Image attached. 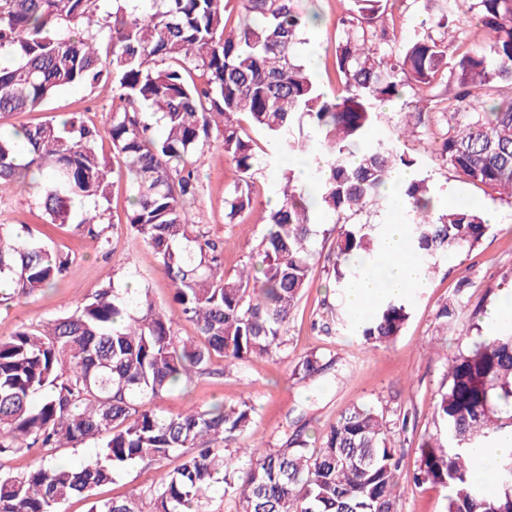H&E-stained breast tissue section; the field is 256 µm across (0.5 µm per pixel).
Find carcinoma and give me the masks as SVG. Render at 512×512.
Instances as JSON below:
<instances>
[{"label":"carcinoma","instance_id":"carcinoma-1","mask_svg":"<svg viewBox=\"0 0 512 512\" xmlns=\"http://www.w3.org/2000/svg\"><path fill=\"white\" fill-rule=\"evenodd\" d=\"M424 2L430 29L398 42L386 24L391 0H346L336 17L333 68L342 86L330 98L299 62L309 21L299 0H0V186L30 178L49 223L71 225L96 246L109 245L90 211L109 202L110 175L125 174L132 245L151 249L173 286L171 310L157 308L146 288L129 298L109 283L70 315L0 339V459L33 448L48 459L25 473L0 465V512H58L66 500L92 496L116 472L138 462L162 465L182 448L195 453L150 487L149 512H208L219 488L233 512H396L400 458L384 413L356 405L312 444L296 433L279 447L253 448L240 460L230 447L257 413L249 399L161 415L147 407L211 358L235 365L284 346L315 254L313 226L334 220V280L343 290L368 263L382 265L387 225L348 218L386 202L393 175L416 158L390 141H369L380 108L405 87L454 86L440 108L446 132L436 161L488 194L512 201V0H467V12L492 34L489 49L450 63L444 41L460 24L458 0ZM110 82V149L81 114L11 129L17 112L42 109L70 87ZM270 136L273 154L259 153L247 129ZM240 179L224 196L225 217L254 207L251 178L267 160H299L300 181L281 171L278 204L266 212L260 267L224 271L222 243L193 220L200 168L212 140ZM408 224L407 252L422 276L450 252L475 246L487 233L483 214L439 210L426 179L400 188ZM69 257L22 228L0 225V306L55 285ZM179 315L200 341L175 334ZM410 317L407 296H382L356 324L361 343L393 342ZM311 353L293 374L321 371ZM448 385L433 414L442 428L418 448L414 480L446 491L445 512H512V455L489 476H475L472 449L512 437V327L482 331L449 358ZM97 440L95 456L75 465L52 459L56 448ZM88 512H144L142 500H94Z\"/></svg>","mask_w":512,"mask_h":512}]
</instances>
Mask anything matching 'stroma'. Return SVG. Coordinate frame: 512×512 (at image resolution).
I'll return each instance as SVG.
<instances>
[{
  "mask_svg": "<svg viewBox=\"0 0 512 512\" xmlns=\"http://www.w3.org/2000/svg\"><path fill=\"white\" fill-rule=\"evenodd\" d=\"M316 3L323 23L307 32L302 49L318 57V82L327 94L336 95L341 88L332 67L338 36L334 22L342 6L339 0ZM112 96L108 84L72 87L56 94L45 110L14 114L10 123L20 127L79 112L104 136L109 130ZM413 99L408 90L400 99L386 104L371 129V137L398 143L416 157L412 173L430 181L440 208L453 204L481 211L489 229L480 243L437 262L429 276L409 292L411 316L402 334L389 347L369 349L356 340L349 326L336 319L347 305L334 286L332 266L326 260L336 238L334 223L323 221L317 225L312 242L318 260L288 322L285 346L272 356L233 367L226 366L222 358H213L206 374L193 375L187 384L153 400L151 406L158 413L172 415L220 398L228 402L252 400L257 415L238 441L242 447L276 444L299 431L314 439L344 410L357 404L374 406L401 424L394 434L395 445L403 454L398 472L402 490L398 512H445V493L440 487L417 486L412 481L418 445L424 433L436 429L433 409L447 383L446 357L469 341L463 324L472 320L482 328H491L489 314L499 307L497 292L512 286V204L464 183L452 169L435 161L431 154L435 125L417 128L413 137H399L400 126L413 110ZM237 179L238 173L225 158L223 147L213 143L202 167L195 215L197 224L211 238L223 241L224 268L228 271L258 262V246L266 232L260 217L278 199L276 165L260 168L252 179L254 209L238 223H227L224 196ZM127 209L126 186L119 180L103 216L112 248L107 254L71 227L49 225L36 190L15 184L0 189V224L26 227L37 239L71 259L55 287L0 307V338L9 337L19 326L38 327L74 312L77 305L113 279L150 288L156 305L168 306L172 287L154 254L146 247L128 244ZM446 303L454 305L458 318L444 326L437 312ZM311 352L317 354L324 369L320 375L299 380L293 374L294 365ZM159 472L147 464L119 472L113 483L98 488L95 496L112 499L145 495Z\"/></svg>",
  "mask_w": 512,
  "mask_h": 512,
  "instance_id": "35a3bbf8",
  "label": "stroma"
}]
</instances>
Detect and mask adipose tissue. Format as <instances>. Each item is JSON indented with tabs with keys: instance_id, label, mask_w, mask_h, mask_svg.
I'll list each match as a JSON object with an SVG mask.
<instances>
[{
	"instance_id": "adipose-tissue-1",
	"label": "adipose tissue",
	"mask_w": 512,
	"mask_h": 512,
	"mask_svg": "<svg viewBox=\"0 0 512 512\" xmlns=\"http://www.w3.org/2000/svg\"><path fill=\"white\" fill-rule=\"evenodd\" d=\"M404 238V225H389L383 245L387 263L378 269L365 270L343 293V298L352 311L362 312L380 293L404 294L419 282L420 266L405 258Z\"/></svg>"
}]
</instances>
